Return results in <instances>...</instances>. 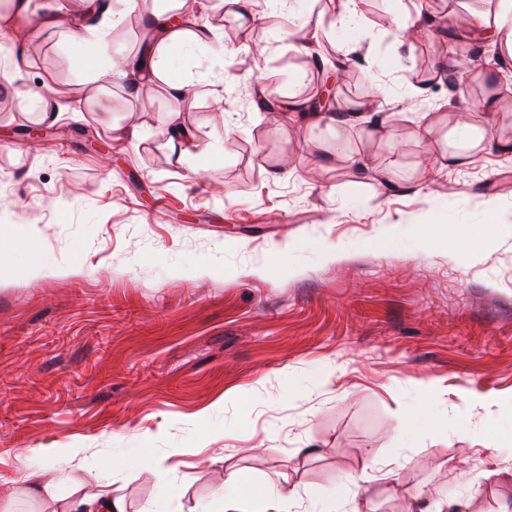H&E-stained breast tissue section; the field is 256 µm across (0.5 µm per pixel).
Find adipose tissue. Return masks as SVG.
Returning <instances> with one entry per match:
<instances>
[{
  "label": "adipose tissue",
  "mask_w": 512,
  "mask_h": 512,
  "mask_svg": "<svg viewBox=\"0 0 512 512\" xmlns=\"http://www.w3.org/2000/svg\"><path fill=\"white\" fill-rule=\"evenodd\" d=\"M186 3L187 0H153L147 41L121 62L122 69L133 80L134 92L162 83L176 101L184 102L191 96L193 84L174 69V54L187 46L209 43L214 33L210 27L190 22ZM119 19L112 0H83L82 9L76 13L69 11L67 0H7L6 8L0 10V45L8 46L10 64L0 69V82L13 86L20 106L38 111L41 121L53 122L59 108L57 93L33 92L15 85L27 64L31 34L42 29L69 28L94 35L106 22ZM468 31L481 39L507 35V49L512 52V0H495L492 10L476 18ZM452 137L454 148L440 156L445 167L471 164L476 154L482 152H512V141L495 138L485 123H460L453 129ZM374 478V466L369 463L347 479L338 501H325L317 493H309L313 512H336L340 506L348 512H361L358 491ZM219 497L223 512H290L301 499L297 491H284L278 484L255 485L236 470L227 472ZM64 512H127L126 498L97 482L71 500Z\"/></svg>",
  "instance_id": "1"
}]
</instances>
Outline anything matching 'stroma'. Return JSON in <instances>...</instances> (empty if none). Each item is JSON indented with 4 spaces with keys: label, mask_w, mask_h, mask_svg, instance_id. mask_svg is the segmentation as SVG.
Here are the masks:
<instances>
[{
    "label": "stroma",
    "mask_w": 512,
    "mask_h": 512,
    "mask_svg": "<svg viewBox=\"0 0 512 512\" xmlns=\"http://www.w3.org/2000/svg\"><path fill=\"white\" fill-rule=\"evenodd\" d=\"M489 7L361 0L353 24L312 38L304 21L331 20L341 0H313L307 16L280 4L247 26L220 0H194L216 36L177 53L194 81L181 106L160 87L132 96L120 72L146 0L89 39L99 82L82 78L68 32L31 41L20 85L52 81L65 107L43 124L0 101V492L13 512H58L102 472L112 489L131 486L129 512H217L214 493L237 469L331 500L369 455L397 449V476L365 485L363 512H407L438 493L459 512H512V442L491 451L483 438L512 418V156L448 168L436 156L467 120L512 140V95L499 93L512 59L445 20ZM429 15L415 49L401 47ZM300 70L302 98L318 103L335 84L329 110L371 103L386 139L277 112ZM491 88L487 114L478 104ZM174 110L221 155L191 180L165 146ZM356 151L391 167L398 189L380 192L350 164ZM493 212L501 224L469 257ZM418 224L437 227L427 245ZM313 240L342 243L341 257L323 260ZM36 264L39 276L25 274ZM326 361L338 372L315 385ZM431 380L442 387L434 421L403 442L399 414L423 405ZM204 422L215 463L186 481L148 473L168 449L197 447ZM34 448L83 449V467L53 496L25 497L43 464Z\"/></svg>",
    "instance_id": "obj_1"
}]
</instances>
